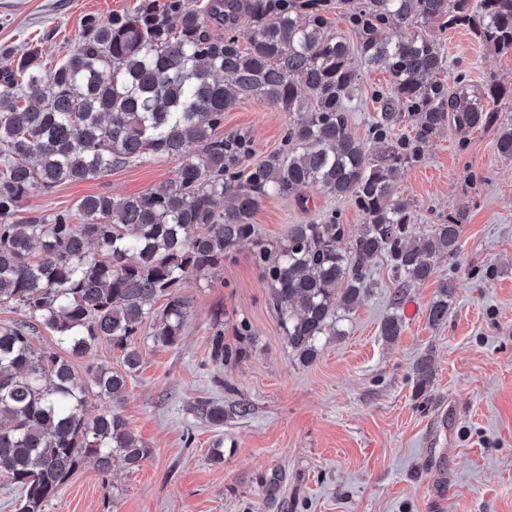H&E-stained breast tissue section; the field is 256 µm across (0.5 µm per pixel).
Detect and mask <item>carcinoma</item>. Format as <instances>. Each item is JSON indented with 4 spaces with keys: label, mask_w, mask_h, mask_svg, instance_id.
<instances>
[{
    "label": "carcinoma",
    "mask_w": 512,
    "mask_h": 512,
    "mask_svg": "<svg viewBox=\"0 0 512 512\" xmlns=\"http://www.w3.org/2000/svg\"><path fill=\"white\" fill-rule=\"evenodd\" d=\"M344 5L354 47L333 31L328 0H208L201 9L194 0H139L131 15H87L79 47L55 68H45L36 43L0 70V306L24 312L0 326V474L20 492L18 512H43L88 464L107 473L118 457L129 470L140 468L148 450L118 404L140 366V343L180 341L191 305L184 273L217 270L233 247L253 242L288 348L309 364L324 337L342 335L336 313L362 303L379 256L387 257L401 300L411 283L438 272L439 259L460 252L462 212L412 244L413 214L395 195V181L445 125L489 126L496 115L484 110L481 93H448L439 79L447 59L422 28H467L478 42L512 52V0ZM391 22L415 31L394 37ZM355 54L388 74L366 142L349 130ZM247 96L299 111L301 119L287 129V151L242 175L252 140L220 129L224 112ZM405 117L413 136L392 140ZM495 147L512 157V124L500 126ZM149 155L178 162L175 176L155 190L89 195L72 210L16 219L36 192ZM310 185L354 201L364 217L357 236L346 240L333 218L289 224L276 244L258 240L254 217L263 201L299 198ZM428 318L448 319V283ZM40 327L57 349L35 345ZM400 331L395 314L381 325L390 341ZM103 343L120 368L78 372L73 359ZM240 354L224 343L223 330L214 331V365ZM414 372L425 391L430 360H418ZM93 398L102 409L91 418ZM196 410L214 426L227 417L211 399Z\"/></svg>",
    "instance_id": "obj_1"
}]
</instances>
